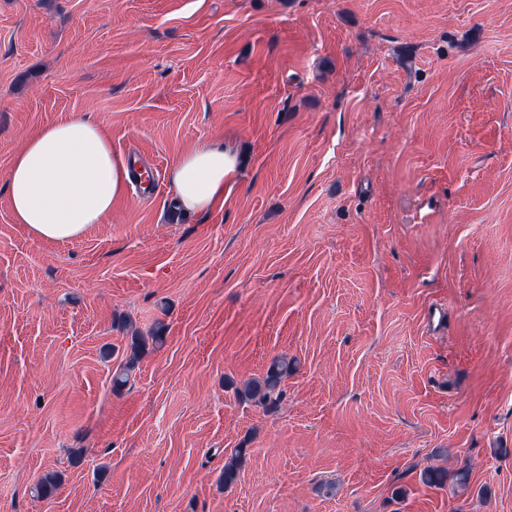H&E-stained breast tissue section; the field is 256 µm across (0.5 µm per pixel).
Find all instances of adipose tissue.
Returning a JSON list of instances; mask_svg holds the SVG:
<instances>
[{"mask_svg":"<svg viewBox=\"0 0 512 512\" xmlns=\"http://www.w3.org/2000/svg\"><path fill=\"white\" fill-rule=\"evenodd\" d=\"M236 167V155L220 144L182 152L170 168L179 204L200 213L223 207L224 182ZM129 182V165L103 127L73 112L42 126L16 153L7 194L15 223L32 238L65 242L102 223Z\"/></svg>","mask_w":512,"mask_h":512,"instance_id":"1","label":"adipose tissue"}]
</instances>
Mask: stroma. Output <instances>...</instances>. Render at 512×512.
I'll use <instances>...</instances> for the list:
<instances>
[{"instance_id": "stroma-1", "label": "stroma", "mask_w": 512, "mask_h": 512, "mask_svg": "<svg viewBox=\"0 0 512 512\" xmlns=\"http://www.w3.org/2000/svg\"><path fill=\"white\" fill-rule=\"evenodd\" d=\"M72 112L157 187L36 240L8 171ZM0 512H512V0H0ZM237 167V157L216 143H202L179 154L170 179L179 204L187 212H209L224 206V181ZM146 338L144 336H130V339L123 351L125 362L120 365L112 377V386L119 390L123 388L129 379L130 373L135 368L136 363L145 353ZM293 370L294 365L287 358H275L261 378L243 382L236 387V392L242 399L255 403L265 411L275 410L285 393L283 383Z\"/></svg>"}]
</instances>
